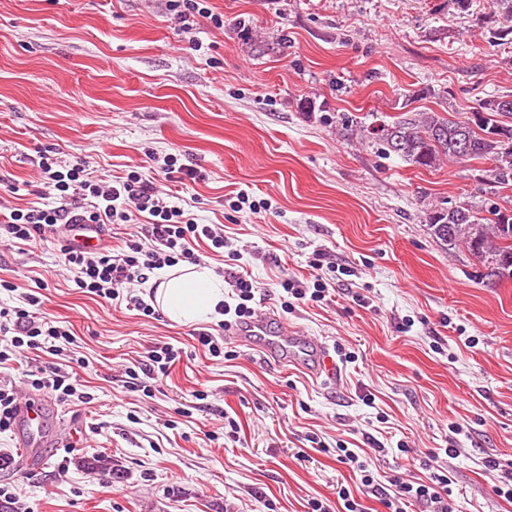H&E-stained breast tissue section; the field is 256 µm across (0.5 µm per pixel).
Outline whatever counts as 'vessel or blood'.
<instances>
[{"label": "vessel or blood", "instance_id": "vessel-or-blood-1", "mask_svg": "<svg viewBox=\"0 0 512 512\" xmlns=\"http://www.w3.org/2000/svg\"><path fill=\"white\" fill-rule=\"evenodd\" d=\"M61 232L66 243L77 250H95L107 243V231L101 224H65ZM234 334L244 343L258 336L265 337L264 352L283 361L287 360L289 351H303V358L296 360L295 365L312 378H331L336 374V363L328 344L274 323L271 313H261L238 325Z\"/></svg>", "mask_w": 512, "mask_h": 512}]
</instances>
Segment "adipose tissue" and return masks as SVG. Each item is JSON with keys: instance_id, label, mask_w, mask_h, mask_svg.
Masks as SVG:
<instances>
[{"instance_id": "1", "label": "adipose tissue", "mask_w": 512, "mask_h": 512, "mask_svg": "<svg viewBox=\"0 0 512 512\" xmlns=\"http://www.w3.org/2000/svg\"><path fill=\"white\" fill-rule=\"evenodd\" d=\"M152 282L158 289L151 304L177 322H212L221 319L224 279L207 267L197 265L154 270Z\"/></svg>"}]
</instances>
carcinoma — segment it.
<instances>
[{"label":"carcinoma","instance_id":"obj_1","mask_svg":"<svg viewBox=\"0 0 512 512\" xmlns=\"http://www.w3.org/2000/svg\"><path fill=\"white\" fill-rule=\"evenodd\" d=\"M501 8L502 21L493 29L492 42L512 44V0H493ZM504 96L478 100L472 113L447 116L418 112L399 117L380 129L385 151L416 168L435 169L442 163L482 160L488 163L480 182L512 189V111L502 106ZM468 139L467 154L455 150L457 139ZM489 216H478L471 206L460 204L431 212L432 235L448 250L464 246L487 269L486 277L498 282L512 278V209L490 205Z\"/></svg>","mask_w":512,"mask_h":512}]
</instances>
